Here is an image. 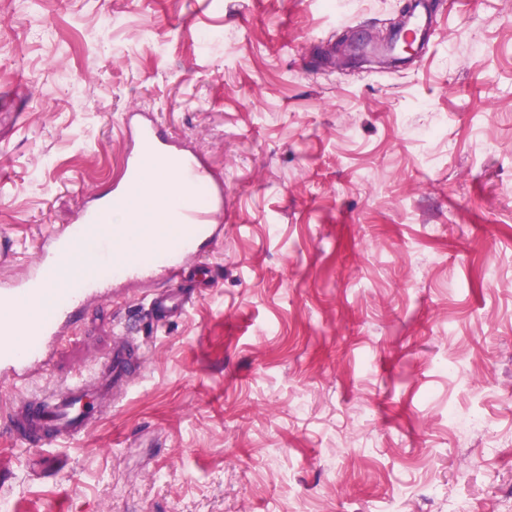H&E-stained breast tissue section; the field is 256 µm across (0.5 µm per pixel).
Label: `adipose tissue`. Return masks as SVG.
Returning a JSON list of instances; mask_svg holds the SVG:
<instances>
[{
  "label": "adipose tissue",
  "instance_id": "adipose-tissue-1",
  "mask_svg": "<svg viewBox=\"0 0 512 512\" xmlns=\"http://www.w3.org/2000/svg\"><path fill=\"white\" fill-rule=\"evenodd\" d=\"M150 176L144 182L134 210L117 208L105 219L106 225H123L128 223L130 213H137L141 224L162 223L164 215L177 204L186 202L187 197L180 189L177 178L172 171H159L157 166H150Z\"/></svg>",
  "mask_w": 512,
  "mask_h": 512
}]
</instances>
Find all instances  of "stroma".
<instances>
[{"label": "stroma", "mask_w": 512, "mask_h": 512, "mask_svg": "<svg viewBox=\"0 0 512 512\" xmlns=\"http://www.w3.org/2000/svg\"><path fill=\"white\" fill-rule=\"evenodd\" d=\"M426 2L429 43L378 69L324 54L408 0H0V284L122 177L129 110L224 191L185 314L123 285L0 379L15 512H512V0ZM119 323L142 375L37 474L7 409Z\"/></svg>", "instance_id": "stroma-1"}]
</instances>
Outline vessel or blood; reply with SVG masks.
Here are the masks:
<instances>
[{"label": "vessel or blood", "mask_w": 512, "mask_h": 512, "mask_svg": "<svg viewBox=\"0 0 512 512\" xmlns=\"http://www.w3.org/2000/svg\"><path fill=\"white\" fill-rule=\"evenodd\" d=\"M120 130L132 148L124 158V175L113 184L109 198L87 193L77 223L45 236L27 274L0 288L1 377L29 380L65 344L72 331L71 313L90 300L111 298L115 284L165 280L167 290L152 298L148 312L152 321L163 323L184 301L177 285L185 266L207 254L216 238L222 209L216 202L219 187L208 171L176 151L151 116L127 112ZM151 158L175 169L188 202L163 224L132 223L113 231L102 227V208L110 202L124 203L139 192ZM85 245L94 252L97 274L59 287L73 254ZM143 358L140 344L126 339L111 358L79 370L60 389L13 405L9 417L25 436L44 434L54 442H73L111 406L114 391L132 383L130 367Z\"/></svg>", "instance_id": "obj_1"}]
</instances>
